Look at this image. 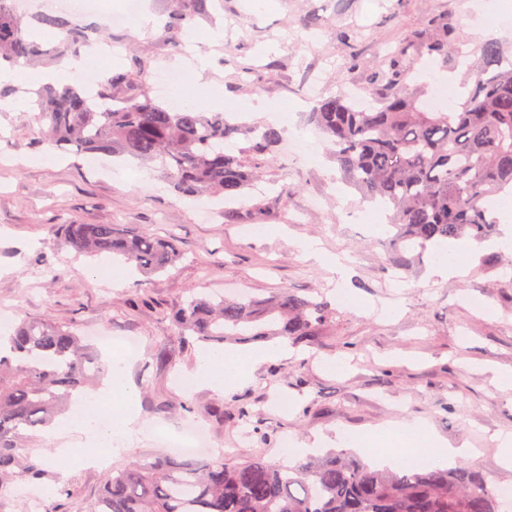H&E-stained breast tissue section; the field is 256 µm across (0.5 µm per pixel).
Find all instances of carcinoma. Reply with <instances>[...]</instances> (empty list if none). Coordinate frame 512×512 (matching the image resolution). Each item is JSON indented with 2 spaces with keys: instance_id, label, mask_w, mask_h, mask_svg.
I'll use <instances>...</instances> for the list:
<instances>
[{
  "instance_id": "1",
  "label": "carcinoma",
  "mask_w": 512,
  "mask_h": 512,
  "mask_svg": "<svg viewBox=\"0 0 512 512\" xmlns=\"http://www.w3.org/2000/svg\"><path fill=\"white\" fill-rule=\"evenodd\" d=\"M168 10V46L181 51L198 17L215 0H177ZM36 26L62 35L43 47L0 0V61L19 69L61 59L93 41L95 26L66 13L36 17ZM461 33L449 14L426 18L391 52L367 89L364 109L341 95L321 98L312 123L335 146L344 177L368 201L390 211L396 240L425 253L446 239L485 240L495 234L492 201L512 188V59L495 42L482 44L479 65L468 67V96L452 111L433 108L411 83L424 56L442 66L459 59ZM144 62L99 82L112 109L101 110L85 86L36 92L33 110L47 127L46 143L78 154L131 156L159 166L173 190L187 197H219L224 223L263 224L288 196L244 203L245 190L281 144L282 130L240 122L226 112L172 109L150 95ZM242 141L246 147L229 150ZM75 253L120 255L143 274L175 265L171 239L124 233L113 224H62ZM336 309L288 288L268 297L215 299L192 294L172 313L181 335L207 346L283 337L295 344L334 323ZM98 372L92 347L77 331L46 319H22L0 334V492L16 479L44 480L42 460L23 452L25 433L52 424ZM489 479L465 463L372 469L336 454L293 466L262 457L242 463L167 455L113 473L89 512H501Z\"/></svg>"
}]
</instances>
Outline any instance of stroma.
<instances>
[{
  "label": "stroma",
  "instance_id": "obj_1",
  "mask_svg": "<svg viewBox=\"0 0 512 512\" xmlns=\"http://www.w3.org/2000/svg\"><path fill=\"white\" fill-rule=\"evenodd\" d=\"M451 13L464 35L462 51L497 41L512 55V0H223L222 38L203 50V84L184 87L196 98L207 87L214 109L269 123L287 112L286 134L312 131L304 95L314 74L324 95L368 87L376 69L407 32L428 15ZM163 27L104 32L128 54L142 57L154 76L177 57L164 45ZM30 85L19 86L0 109V316L46 318L95 338L132 337L138 353L127 382L137 394L138 431L111 457V469L168 455L165 435L193 420L210 433L214 455L243 462H277L281 442L315 444L371 463L393 446L392 423L422 425L427 438L474 451L471 463L492 484H511L499 444L512 437V387L497 375L512 371V263L496 241L477 245L464 277L432 276L436 254L395 264V230L387 221L358 223L370 210L346 187L316 136L311 160L298 164L280 148L260 179L267 196L290 194L263 224H228L201 213L202 200L171 193L159 173L117 161L63 153L44 142V127L28 106ZM117 224L121 229L172 236L181 259L167 272L145 277L121 258L78 257L57 234L58 225ZM321 253L312 256L308 244ZM118 273L121 287L97 278L101 266ZM281 288L323 297L353 298L337 307L332 326L285 361L264 364L228 394L182 391L202 350L186 344L170 314L190 294L266 296ZM246 407L249 422L234 418ZM225 407L223 421L212 409ZM249 439H241L242 430ZM65 439L28 433L24 448L58 473L46 498L56 512H88L106 472L65 456Z\"/></svg>",
  "mask_w": 512,
  "mask_h": 512
}]
</instances>
